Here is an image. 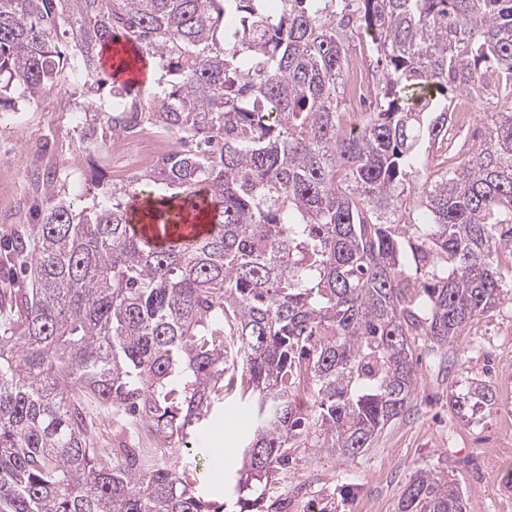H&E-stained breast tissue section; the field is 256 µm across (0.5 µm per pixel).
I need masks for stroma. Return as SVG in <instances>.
<instances>
[{"label": "stroma", "mask_w": 512, "mask_h": 512, "mask_svg": "<svg viewBox=\"0 0 512 512\" xmlns=\"http://www.w3.org/2000/svg\"><path fill=\"white\" fill-rule=\"evenodd\" d=\"M73 118L47 99L0 131V169L8 170L13 194L11 204L0 208L1 241L13 227L33 221L36 198L29 171L43 156H50L57 170V191L84 186L90 160L74 148ZM508 351L512 301L480 317L447 346L418 340L419 381L410 410L355 459L345 461L316 448L293 449L280 480L267 486V496L287 497V512H299L301 499L314 512H395L413 473L431 468L455 474L471 512H512V480L493 476L487 465L500 448L512 453V391L501 388L505 378H512V368L501 361ZM474 381L495 390L496 401L472 418H459L448 407V395ZM251 429L246 408L228 402L223 417L196 433L193 445L206 451L207 488L214 498L222 496L225 471L238 468V445Z\"/></svg>", "instance_id": "stroma-1"}]
</instances>
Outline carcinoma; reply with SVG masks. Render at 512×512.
I'll use <instances>...</instances> for the list:
<instances>
[{"label": "carcinoma", "instance_id": "cac0c4a2", "mask_svg": "<svg viewBox=\"0 0 512 512\" xmlns=\"http://www.w3.org/2000/svg\"><path fill=\"white\" fill-rule=\"evenodd\" d=\"M363 37L376 106L346 112ZM50 95L92 114V160L145 123L176 146L92 166L89 203L33 179L4 256L29 277L0 286V512H225L190 444L229 397L253 417L230 512H281L260 487L291 449L373 447L417 391L416 338L512 299V0H0V112ZM476 97L481 140L450 166ZM137 200L172 241L132 236ZM114 413L141 457L104 439ZM397 512L470 504L422 468Z\"/></svg>", "mask_w": 512, "mask_h": 512}]
</instances>
